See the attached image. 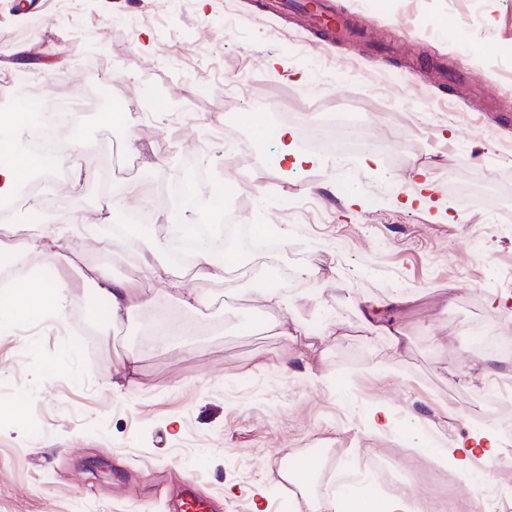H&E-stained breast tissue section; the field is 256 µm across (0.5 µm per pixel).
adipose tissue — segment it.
<instances>
[{
    "label": "adipose tissue",
    "instance_id": "1",
    "mask_svg": "<svg viewBox=\"0 0 512 512\" xmlns=\"http://www.w3.org/2000/svg\"><path fill=\"white\" fill-rule=\"evenodd\" d=\"M28 114L25 108L0 113V149L5 152L4 159L0 160V199L13 194L20 185L43 169L40 154L15 151L10 143L11 133L25 126ZM27 249L41 250L46 263L50 265L62 262L71 264L77 258L76 253L64 242L62 233L50 231L41 224L31 225L25 245L0 238V257L13 258ZM150 269L154 279L160 281V288L148 290L142 283L113 278L108 269L101 266L86 268L82 277L96 295L109 301L111 319L132 318L142 307L150 306L156 310V322L162 328L163 337L190 334V323L170 315L161 303L171 299L187 305L192 301L191 296L185 294L179 282L170 279L167 266L154 263ZM63 310V295L57 283L35 275L27 280L25 288L18 291L8 305L0 307V320L14 324L20 319L34 316L59 318ZM499 448L500 441L494 432L475 428L467 439L450 448L448 455L458 469L468 471L472 469L476 456H494Z\"/></svg>",
    "mask_w": 512,
    "mask_h": 512
}]
</instances>
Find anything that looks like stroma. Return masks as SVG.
<instances>
[{
	"label": "stroma",
	"mask_w": 512,
	"mask_h": 512,
	"mask_svg": "<svg viewBox=\"0 0 512 512\" xmlns=\"http://www.w3.org/2000/svg\"><path fill=\"white\" fill-rule=\"evenodd\" d=\"M373 39L395 44L384 61L306 27L260 0H0V111L23 104L16 79L51 99L70 88L78 124L66 141L91 176L69 192L57 157L34 194L68 230L83 265L146 284L141 255L114 248L103 221L141 213L136 198L110 217L107 184L169 191L177 163L204 170L208 194L244 185V224L280 226L279 274L291 299L259 316L256 279L239 268L202 280L170 266L204 300L190 310L191 342L140 356L137 383L113 390L115 363L155 319L91 322L78 269L28 254L27 274L57 282L61 320L0 331V512H177L185 486L215 512H311L344 492L399 495L396 512H466L491 496L512 505V434L491 470L433 460L467 437L493 395L483 366L512 381V353L473 352L480 327L512 341V0H333ZM264 114L287 107L289 136L257 138L252 84ZM124 106L129 124L108 123ZM356 114L379 148L337 159L307 148V123ZM302 157L282 162L284 151ZM369 305L373 315L361 317ZM398 326L406 346L386 332ZM384 406L391 425L371 420ZM334 451L328 489L297 496L278 481L281 459ZM381 456L394 475L381 488Z\"/></svg>",
	"instance_id": "1"
}]
</instances>
